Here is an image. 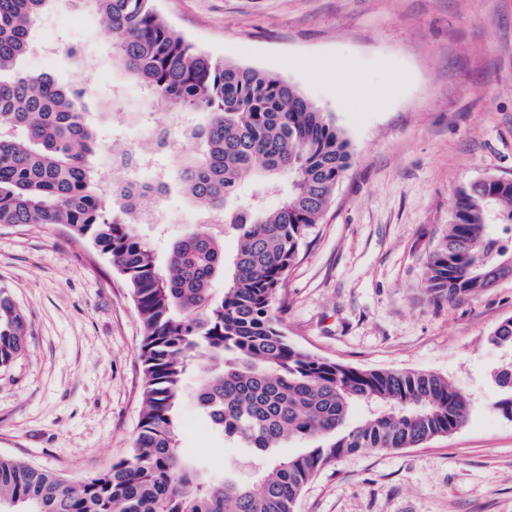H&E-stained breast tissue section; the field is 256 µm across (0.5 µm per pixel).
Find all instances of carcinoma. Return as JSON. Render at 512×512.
<instances>
[{
  "instance_id": "1",
  "label": "carcinoma",
  "mask_w": 512,
  "mask_h": 512,
  "mask_svg": "<svg viewBox=\"0 0 512 512\" xmlns=\"http://www.w3.org/2000/svg\"><path fill=\"white\" fill-rule=\"evenodd\" d=\"M88 4L132 79L155 105L204 119L181 128L196 145L158 169L157 197L191 196L199 223L170 246L168 271L139 234L138 207L96 167L102 150L88 118L89 85L62 84L21 62L36 46L32 27L58 0H0V224H57L91 242L121 273L144 326V387L129 457L86 480L64 478L0 456V512H294L303 487L324 466L362 448L393 450L449 435L469 415L462 388L418 371L360 370L293 346L276 315L288 271L322 222L349 167L348 143L333 120L293 85L199 50L157 12L154 0ZM250 185L251 197L241 194ZM283 193L269 209L265 195ZM237 240L226 269L224 234ZM512 179L457 195L448 233L429 254L426 288L437 300L493 285L480 265L512 252ZM224 279V292L214 282ZM512 349V319L489 337ZM26 319L0 288V368L24 352ZM224 440L245 451L257 479L213 482L182 454L177 407L184 383ZM491 408L512 417V367L496 375ZM368 416L351 422L354 411ZM304 444L279 455L288 442Z\"/></svg>"
}]
</instances>
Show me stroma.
<instances>
[{"label": "stroma", "instance_id": "35a3bbf8", "mask_svg": "<svg viewBox=\"0 0 512 512\" xmlns=\"http://www.w3.org/2000/svg\"><path fill=\"white\" fill-rule=\"evenodd\" d=\"M199 49L275 74L326 112L351 166L308 236L283 291L289 341L369 370L439 374L470 400L467 422L414 448L341 457L303 489L296 512H512V418L490 408L512 350L489 344L512 318V278L434 301L428 254L458 191L512 179V0H155ZM69 24L48 68L76 75L68 49L107 41L95 13L61 4ZM374 106L350 111L339 85ZM101 139L137 147L154 122L137 96L91 112ZM169 193L166 224L140 225L159 259L197 224ZM0 287L27 320L26 350L0 369V455L78 481L127 457L141 408L143 328L121 274L55 224H0ZM179 445L213 480L241 458L181 399Z\"/></svg>", "mask_w": 512, "mask_h": 512}]
</instances>
